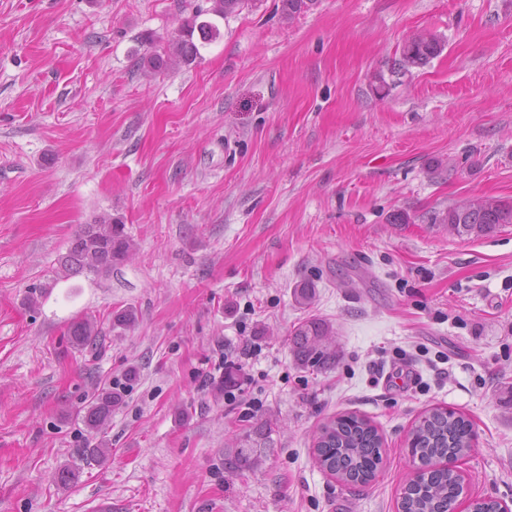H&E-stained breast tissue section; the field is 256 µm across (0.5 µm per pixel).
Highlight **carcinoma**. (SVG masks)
I'll return each mask as SVG.
<instances>
[{
    "instance_id": "carcinoma-1",
    "label": "carcinoma",
    "mask_w": 512,
    "mask_h": 512,
    "mask_svg": "<svg viewBox=\"0 0 512 512\" xmlns=\"http://www.w3.org/2000/svg\"><path fill=\"white\" fill-rule=\"evenodd\" d=\"M211 13L224 18L256 0H212ZM316 0H281V12L292 18L309 10ZM218 35V28L195 14L183 20L178 34L168 43L165 55L142 58L143 67L159 71L170 65L190 66L201 58L200 47ZM444 48L443 40L431 32H421L408 39L400 51L397 72L401 75L426 66ZM457 236L478 239L496 233L505 224H512V204L496 197L484 196L465 200L448 207L439 219ZM133 243L125 225L100 216L91 224L81 225L67 250L58 258L59 269L67 276L100 275L112 271V266L127 258ZM76 349L94 345L99 331L94 320L83 317L74 320L69 328ZM333 326L320 318L299 323L292 332L296 362L304 368L325 369L336 360V350L330 341ZM120 402V394L105 390L83 408L82 421L99 433L106 428L112 409ZM472 442V423L464 415L444 407L425 411L412 425L408 447L413 459L424 472L420 484L406 486L400 501V512H448V499L461 489V476L440 468L435 462L447 456L462 458ZM383 440L370 420L345 413L324 422L314 438V455L318 466L340 481L365 485L376 479L382 463ZM258 458L252 451L237 448L226 452L225 468L234 472L255 464Z\"/></svg>"
}]
</instances>
